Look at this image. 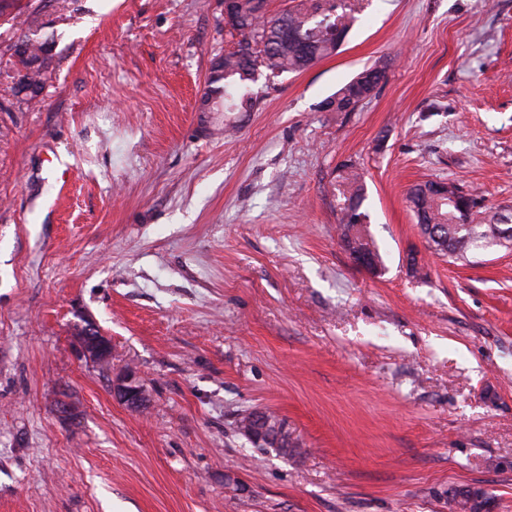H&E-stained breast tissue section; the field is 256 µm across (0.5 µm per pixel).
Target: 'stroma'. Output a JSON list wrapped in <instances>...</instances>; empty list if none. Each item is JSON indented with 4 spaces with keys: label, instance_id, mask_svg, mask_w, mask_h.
<instances>
[{
    "label": "stroma",
    "instance_id": "obj_1",
    "mask_svg": "<svg viewBox=\"0 0 512 512\" xmlns=\"http://www.w3.org/2000/svg\"><path fill=\"white\" fill-rule=\"evenodd\" d=\"M355 17L254 111L201 112L224 0H0V512H512V250L435 256L406 201L452 180L512 221V0ZM27 36L53 49L34 102ZM347 164L375 274L337 233ZM253 410L292 448L240 434ZM382 72L381 78L375 79L374 72ZM385 77V71L379 67H369L356 78L328 98L322 109L324 112H352L365 98L371 96ZM82 349L85 354L94 359L103 360L109 354V344L98 332L86 330L82 336ZM116 389L120 398L132 409L140 408L146 402L145 390L133 374L126 375Z\"/></svg>",
    "mask_w": 512,
    "mask_h": 512
}]
</instances>
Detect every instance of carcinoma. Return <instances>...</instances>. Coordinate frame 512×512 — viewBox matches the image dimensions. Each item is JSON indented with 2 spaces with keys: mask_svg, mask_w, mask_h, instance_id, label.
<instances>
[{
  "mask_svg": "<svg viewBox=\"0 0 512 512\" xmlns=\"http://www.w3.org/2000/svg\"><path fill=\"white\" fill-rule=\"evenodd\" d=\"M236 21L232 30L238 36L236 46L217 59L207 80L204 94L223 100L226 112H250L254 99L249 92L256 76L278 77L299 73L319 59L333 53L344 43L353 16L344 0H292L282 13L272 15L268 0H236ZM48 39L25 38L15 46L18 59V86L28 85L30 98L39 96L43 78L50 66L44 56ZM377 67H369L328 98L325 112H352L380 85ZM349 193L342 218L340 239L354 250L375 252L374 242L365 233L366 214L361 212L363 183L359 173L343 176ZM435 182L414 186L408 195L419 231L428 235L427 247L452 262H466L475 251L490 245L500 248L512 244V224L502 220L474 221L477 198L466 194L454 183L440 182V189L426 192Z\"/></svg>",
  "mask_w": 512,
  "mask_h": 512,
  "instance_id": "cac0c4a2",
  "label": "carcinoma"
}]
</instances>
